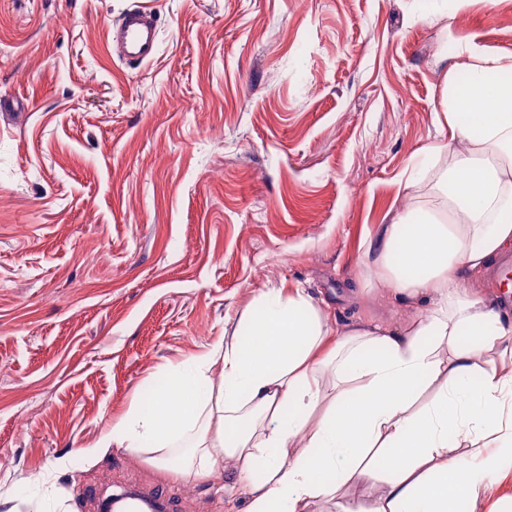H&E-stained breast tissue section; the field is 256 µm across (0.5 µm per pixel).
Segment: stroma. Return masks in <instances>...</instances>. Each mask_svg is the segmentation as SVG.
Instances as JSON below:
<instances>
[{"mask_svg": "<svg viewBox=\"0 0 512 512\" xmlns=\"http://www.w3.org/2000/svg\"><path fill=\"white\" fill-rule=\"evenodd\" d=\"M158 18L148 63L108 26ZM512 53V0H0V483L20 512H245L147 453L86 455L260 292L302 284L336 328L411 313L368 255L467 46ZM357 287L359 299L347 290ZM46 481L28 489L27 478Z\"/></svg>", "mask_w": 512, "mask_h": 512, "instance_id": "obj_1", "label": "stroma"}]
</instances>
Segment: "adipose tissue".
Returning <instances> with one entry per match:
<instances>
[{
  "instance_id": "adipose-tissue-1",
  "label": "adipose tissue",
  "mask_w": 512,
  "mask_h": 512,
  "mask_svg": "<svg viewBox=\"0 0 512 512\" xmlns=\"http://www.w3.org/2000/svg\"><path fill=\"white\" fill-rule=\"evenodd\" d=\"M466 53L468 83L445 78L432 200L368 244L415 314L340 331L307 288L261 291L93 454L147 452L184 483L234 462L247 512H364L348 498L358 480L377 485L372 512H483L512 476V316L483 286L512 250V56Z\"/></svg>"
}]
</instances>
